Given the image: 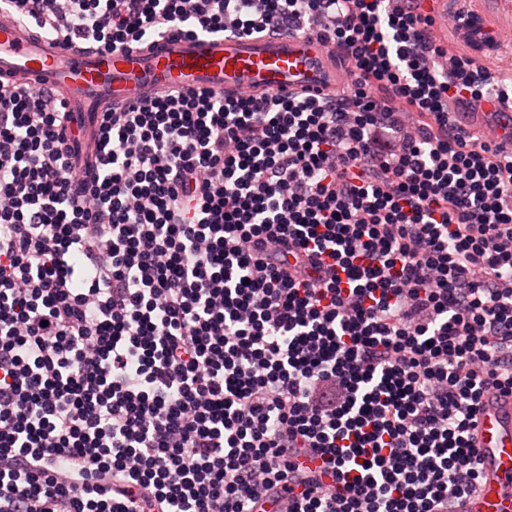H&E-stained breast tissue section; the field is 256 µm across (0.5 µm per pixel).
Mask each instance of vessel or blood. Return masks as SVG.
Instances as JSON below:
<instances>
[{
  "instance_id": "obj_1",
  "label": "vessel or blood",
  "mask_w": 512,
  "mask_h": 512,
  "mask_svg": "<svg viewBox=\"0 0 512 512\" xmlns=\"http://www.w3.org/2000/svg\"><path fill=\"white\" fill-rule=\"evenodd\" d=\"M456 41L476 57L493 56L500 41L480 8L463 10ZM0 79L59 91L84 135L99 113L117 110L156 92L186 88L227 95L244 91L329 95L344 76L334 54L314 35L205 38L169 34L147 47L101 53L33 33L0 11ZM478 129L512 149V108L472 115ZM484 479L465 512H512V397L486 398L477 425Z\"/></svg>"
}]
</instances>
